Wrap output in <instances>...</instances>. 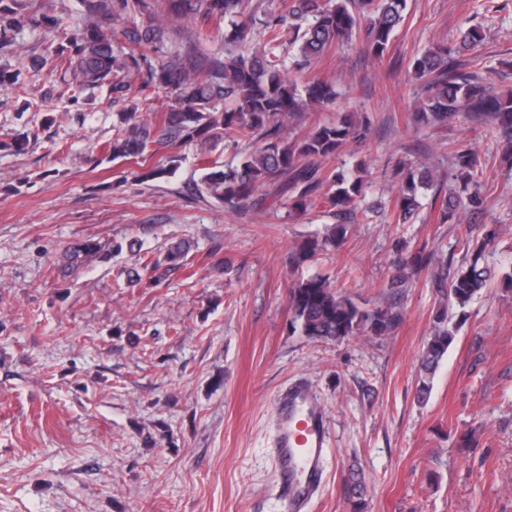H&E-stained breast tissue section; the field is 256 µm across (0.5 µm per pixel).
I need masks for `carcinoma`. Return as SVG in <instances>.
<instances>
[{
	"instance_id": "obj_1",
	"label": "carcinoma",
	"mask_w": 512,
	"mask_h": 512,
	"mask_svg": "<svg viewBox=\"0 0 512 512\" xmlns=\"http://www.w3.org/2000/svg\"><path fill=\"white\" fill-rule=\"evenodd\" d=\"M82 4L84 28L74 33L66 46L55 50L56 67L70 74V80L61 84L59 96L105 82L111 84L112 92L122 95L128 86L114 81V77L138 64L135 49L163 42L165 31L155 25L117 30L109 24L136 7L147 8L145 0H82ZM168 5L175 16L199 23L198 35L171 52L159 66L149 68L142 86L177 91V107L154 121L139 123L132 122L134 113H119V129L107 145L110 159L142 158L157 144L258 138L263 141L262 147L244 156L239 164L206 168L200 177L201 188L232 211L250 204L259 206L270 196L285 199L288 208L297 214L319 206L327 208L337 223L328 227L322 238L304 245L295 260L300 263L319 249L336 248L344 240L348 225L367 219L360 202L368 182L361 175L330 170L323 163L336 158L348 142L366 140L371 118L363 112H349L337 122L321 124L299 139L284 142L282 122L304 117L308 104L333 103L337 92L326 81L298 85L286 77L284 61L271 51L244 53L238 47L251 36L272 47L286 39L294 49L293 68L299 71L330 50L354 42L372 59L381 61L389 53L395 29L404 20L406 0H282V10L277 14L261 11L262 5L254 6L252 0H168ZM215 19L228 25L222 56L203 54L197 47V40L210 33L207 25ZM33 22L35 18L0 0V45ZM482 38L479 28L461 29L453 44L437 43L411 61V68L423 80L411 120L443 129L456 121L488 117L503 145L512 148V93L500 94L477 73L459 71L458 57L474 50ZM122 39L133 46L130 52L114 49ZM448 152L453 170L449 177L460 180L461 186L448 189V196L443 198L438 209L442 224L485 205L483 172L473 151L450 143ZM395 175L400 178L394 202L396 220L405 224L420 207L418 190L432 185L436 172L425 164L409 166L400 161ZM100 251L98 244L86 243L69 252L62 272L73 274ZM183 257L184 249L178 247L162 262L142 263V270L152 273L163 263L179 264ZM429 261L422 249L403 255L389 288L395 293L402 291L414 271ZM478 261L476 255L468 266L451 276L444 267L434 275L449 307L464 309L487 285L489 273ZM288 303L292 330L324 341L340 340L360 331L384 336L400 321L395 308L365 309L346 292L334 288L329 278L318 274L299 279ZM435 321L434 332L420 356L416 398L421 403L428 399L431 378L455 338L456 326L449 325L448 310L437 313ZM347 493L353 512H361L364 486L357 477L350 479Z\"/></svg>"
}]
</instances>
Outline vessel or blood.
Segmentation results:
<instances>
[{
  "label": "vessel or blood",
  "mask_w": 512,
  "mask_h": 512,
  "mask_svg": "<svg viewBox=\"0 0 512 512\" xmlns=\"http://www.w3.org/2000/svg\"><path fill=\"white\" fill-rule=\"evenodd\" d=\"M274 414L279 498L286 512H307L324 479L329 443L324 415L303 382L278 393Z\"/></svg>",
  "instance_id": "1"
}]
</instances>
